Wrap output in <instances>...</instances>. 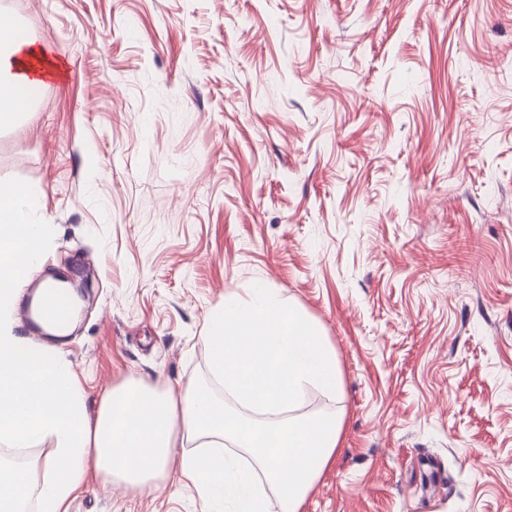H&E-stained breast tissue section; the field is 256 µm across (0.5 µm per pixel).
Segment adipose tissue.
Returning <instances> with one entry per match:
<instances>
[{"label": "adipose tissue", "mask_w": 512, "mask_h": 512, "mask_svg": "<svg viewBox=\"0 0 512 512\" xmlns=\"http://www.w3.org/2000/svg\"><path fill=\"white\" fill-rule=\"evenodd\" d=\"M51 67L23 26L0 18V129L30 111ZM37 206L26 186L0 181V317L15 309L40 256L46 227L30 218ZM200 341L234 408L191 381L161 392L127 383L106 390L91 419L69 365L0 333V440L15 448L57 441L40 468L0 466V512L31 497L39 512H67L92 473L140 494L162 478L192 483L205 512H301L343 427L341 415L302 409L310 390L331 400L342 393L322 326L258 282L213 308ZM191 443L197 452H187Z\"/></svg>", "instance_id": "ef3b65f1"}]
</instances>
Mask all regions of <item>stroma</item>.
Returning <instances> with one entry per match:
<instances>
[{"label": "stroma", "mask_w": 512, "mask_h": 512, "mask_svg": "<svg viewBox=\"0 0 512 512\" xmlns=\"http://www.w3.org/2000/svg\"><path fill=\"white\" fill-rule=\"evenodd\" d=\"M70 63L0 130L45 224L27 275L81 267L53 349L88 414L189 380L257 280L323 327L343 379L302 512H512V0H0ZM68 512H201L98 477Z\"/></svg>", "instance_id": "obj_1"}]
</instances>
